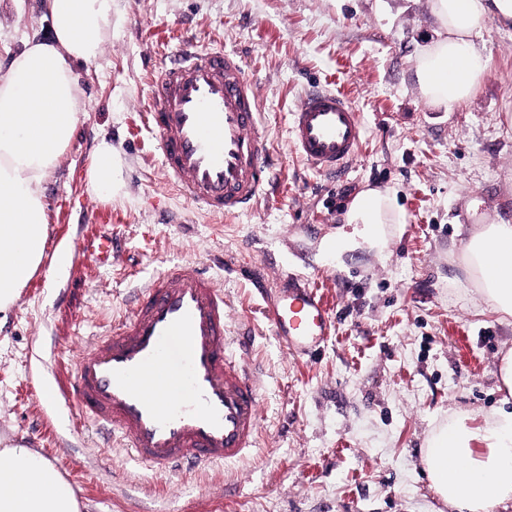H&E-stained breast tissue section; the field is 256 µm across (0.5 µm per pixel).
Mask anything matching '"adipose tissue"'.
<instances>
[{"label":"adipose tissue","instance_id":"ef3b65f1","mask_svg":"<svg viewBox=\"0 0 512 512\" xmlns=\"http://www.w3.org/2000/svg\"><path fill=\"white\" fill-rule=\"evenodd\" d=\"M48 40L30 41L0 68V315L14 308L42 263L47 237L44 184L79 124L80 70L94 62L112 28V0H46ZM436 36L418 56L414 77L423 100L455 107L478 91L488 69L477 44L491 21L512 27V0H431ZM118 169L112 143L100 139L88 172L92 190L111 200ZM401 212L394 195L358 193L336 233L344 252L384 244V225ZM469 272L498 313L512 317V224H481L464 245ZM432 485L449 512H492L512 500V410L497 409L478 428L458 416L439 426L422 450ZM0 512H79L60 470L37 450L0 448Z\"/></svg>","mask_w":512,"mask_h":512}]
</instances>
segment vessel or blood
Segmentation results:
<instances>
[{"mask_svg":"<svg viewBox=\"0 0 512 512\" xmlns=\"http://www.w3.org/2000/svg\"><path fill=\"white\" fill-rule=\"evenodd\" d=\"M144 120L169 182L212 217L253 208L270 169L269 131L241 55L184 43L150 79ZM355 103L309 90L288 121L293 151L321 173L344 172L362 149ZM266 314L290 354L316 355L333 327L317 288L289 279ZM258 387L224 334V293L198 264L168 267L139 289L124 318L74 364L67 404L117 434L163 477L243 458L256 446Z\"/></svg>","mask_w":512,"mask_h":512,"instance_id":"vessel-or-blood-1","label":"vessel or blood"}]
</instances>
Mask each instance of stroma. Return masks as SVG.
<instances>
[{
	"instance_id": "stroma-1",
	"label": "stroma",
	"mask_w": 512,
	"mask_h": 512,
	"mask_svg": "<svg viewBox=\"0 0 512 512\" xmlns=\"http://www.w3.org/2000/svg\"><path fill=\"white\" fill-rule=\"evenodd\" d=\"M42 0H0V64L49 34ZM430 0H113L112 31L76 90L80 123L44 185L48 231L36 276L0 323V443L37 449L81 512H443L423 469L430 432L501 405L498 364L512 317L476 293L464 227L512 220V29L485 22L489 69L476 95L424 101L416 56L435 37ZM235 50L253 78L281 168L254 208L193 209L168 184L144 124L149 75L182 42ZM364 121L348 171L323 175L287 142L289 114L314 86ZM120 160L105 202L88 189L101 137ZM394 193L387 246L335 253L346 205ZM118 247L100 264L93 239ZM67 251L66 271L55 259ZM196 262L224 291V329L259 385V432L245 459L153 475L111 432L66 407L74 364L142 284ZM297 276L327 297L334 331L314 358L287 353L252 283Z\"/></svg>"
}]
</instances>
